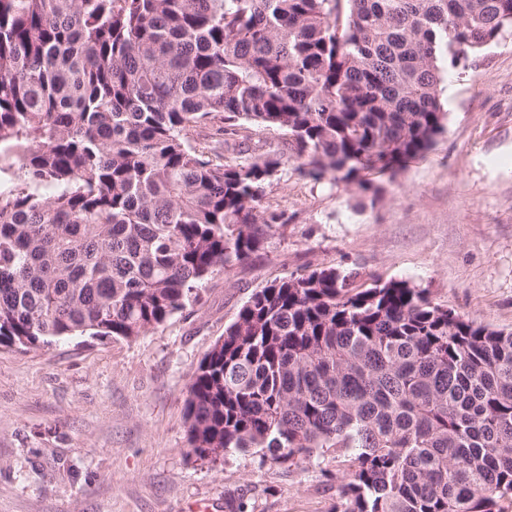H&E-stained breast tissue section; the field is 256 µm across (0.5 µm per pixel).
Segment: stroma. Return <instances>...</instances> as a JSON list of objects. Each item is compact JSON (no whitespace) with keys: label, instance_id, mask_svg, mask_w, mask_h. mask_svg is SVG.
Masks as SVG:
<instances>
[{"label":"stroma","instance_id":"stroma-1","mask_svg":"<svg viewBox=\"0 0 512 512\" xmlns=\"http://www.w3.org/2000/svg\"><path fill=\"white\" fill-rule=\"evenodd\" d=\"M445 132L378 197L279 168L260 251L216 268L200 300L134 340L0 347V512H333L347 469L255 449L203 460L184 403L201 360L257 289L319 267L405 280L475 323L512 330V35L450 77Z\"/></svg>","mask_w":512,"mask_h":512}]
</instances>
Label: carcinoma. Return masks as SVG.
<instances>
[{
	"label": "carcinoma",
	"mask_w": 512,
	"mask_h": 512,
	"mask_svg": "<svg viewBox=\"0 0 512 512\" xmlns=\"http://www.w3.org/2000/svg\"><path fill=\"white\" fill-rule=\"evenodd\" d=\"M512 0H0V346L136 339L264 244L295 159L395 175ZM283 149L244 156V126ZM216 127L224 139L198 143ZM196 455L346 457L339 512H508L512 331L333 267L256 290L201 360Z\"/></svg>",
	"instance_id": "obj_1"
}]
</instances>
